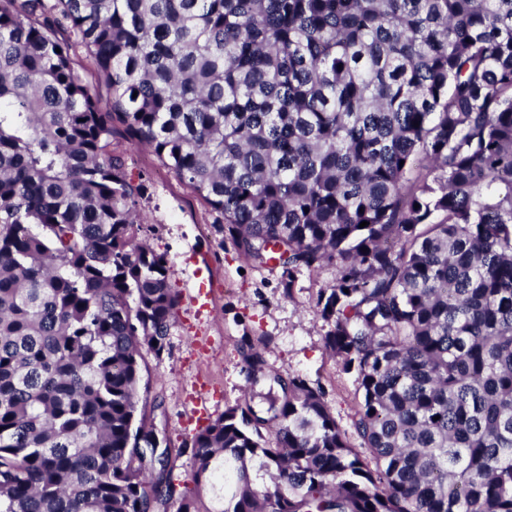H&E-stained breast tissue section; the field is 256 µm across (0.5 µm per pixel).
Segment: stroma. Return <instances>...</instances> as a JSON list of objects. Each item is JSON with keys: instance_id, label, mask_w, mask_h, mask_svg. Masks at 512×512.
<instances>
[{"instance_id": "obj_1", "label": "stroma", "mask_w": 512, "mask_h": 512, "mask_svg": "<svg viewBox=\"0 0 512 512\" xmlns=\"http://www.w3.org/2000/svg\"><path fill=\"white\" fill-rule=\"evenodd\" d=\"M112 151L125 160L129 178L145 184L139 212L142 239L164 254L171 284L179 296L176 321L162 356L147 355L140 395L157 428L172 449L171 479L183 491L192 473V441L208 419L226 406L251 402L265 407L268 382L249 385L239 347L243 334L269 341L266 359L281 377L305 376L322 388L338 425L358 444L353 377L340 372L324 347L327 325L315 312L318 292L334 284L336 272L326 267L298 274L285 292L282 269L274 262L261 268L248 264L207 204L144 149L131 148L123 132H115ZM209 294L195 303L198 287ZM210 389L208 418L191 412L194 388Z\"/></svg>"}]
</instances>
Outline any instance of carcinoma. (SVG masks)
Segmentation results:
<instances>
[{
  "mask_svg": "<svg viewBox=\"0 0 512 512\" xmlns=\"http://www.w3.org/2000/svg\"><path fill=\"white\" fill-rule=\"evenodd\" d=\"M118 125L286 292L336 267L370 454L244 335L283 396L195 435L178 512H512V0H0V512L174 494L140 387L178 296Z\"/></svg>",
  "mask_w": 512,
  "mask_h": 512,
  "instance_id": "obj_1",
  "label": "carcinoma"
}]
</instances>
